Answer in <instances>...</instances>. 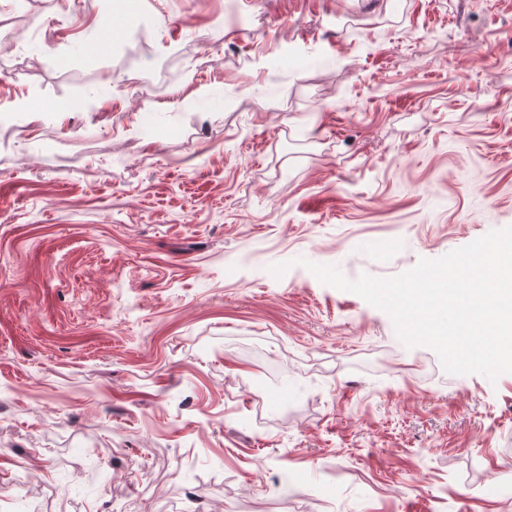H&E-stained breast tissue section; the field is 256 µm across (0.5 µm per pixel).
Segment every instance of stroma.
Here are the masks:
<instances>
[{
  "label": "stroma",
  "mask_w": 512,
  "mask_h": 512,
  "mask_svg": "<svg viewBox=\"0 0 512 512\" xmlns=\"http://www.w3.org/2000/svg\"><path fill=\"white\" fill-rule=\"evenodd\" d=\"M128 3L0 0V512H512V373L296 263L512 226V0Z\"/></svg>",
  "instance_id": "35a3bbf8"
}]
</instances>
